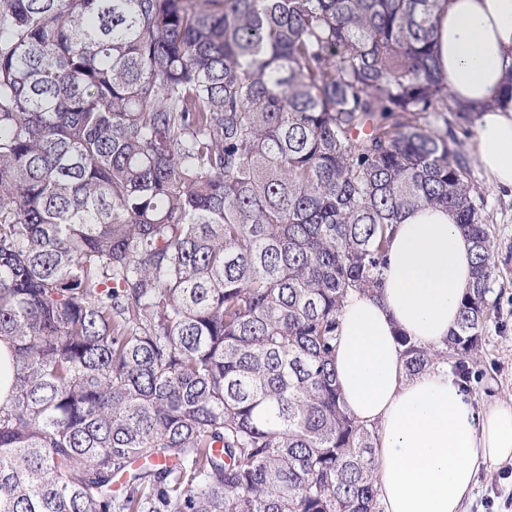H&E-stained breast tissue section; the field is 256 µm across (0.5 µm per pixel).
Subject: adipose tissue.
Listing matches in <instances>:
<instances>
[{"label": "adipose tissue", "mask_w": 512, "mask_h": 512, "mask_svg": "<svg viewBox=\"0 0 512 512\" xmlns=\"http://www.w3.org/2000/svg\"><path fill=\"white\" fill-rule=\"evenodd\" d=\"M441 71L475 106L476 160L490 186L512 192V101L497 100L512 65V0H445L436 15ZM474 255L445 209L405 214L390 243L383 286L351 292L339 318L336 378L350 412L377 433L382 512H464L482 471L512 461V402L476 410L435 366L407 376L397 342L441 347L460 319Z\"/></svg>", "instance_id": "obj_1"}]
</instances>
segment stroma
I'll return each mask as SVG.
<instances>
[{"label": "stroma", "instance_id": "stroma-1", "mask_svg": "<svg viewBox=\"0 0 512 512\" xmlns=\"http://www.w3.org/2000/svg\"><path fill=\"white\" fill-rule=\"evenodd\" d=\"M462 148L471 161L467 177L479 197V213L490 229L496 275L488 299L491 316L482 332L483 347L470 361L467 391L479 408L512 399V196L494 190L474 161L473 135H461ZM465 512H512V472L502 468L482 472L475 497Z\"/></svg>", "mask_w": 512, "mask_h": 512}]
</instances>
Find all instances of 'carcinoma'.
Listing matches in <instances>:
<instances>
[{
    "mask_svg": "<svg viewBox=\"0 0 512 512\" xmlns=\"http://www.w3.org/2000/svg\"><path fill=\"white\" fill-rule=\"evenodd\" d=\"M440 0H0V512H378L338 317L402 214L495 277ZM16 369L13 363V349L8 340H0V404L6 402L14 385Z\"/></svg>",
    "mask_w": 512,
    "mask_h": 512,
    "instance_id": "obj_1",
    "label": "carcinoma"
}]
</instances>
